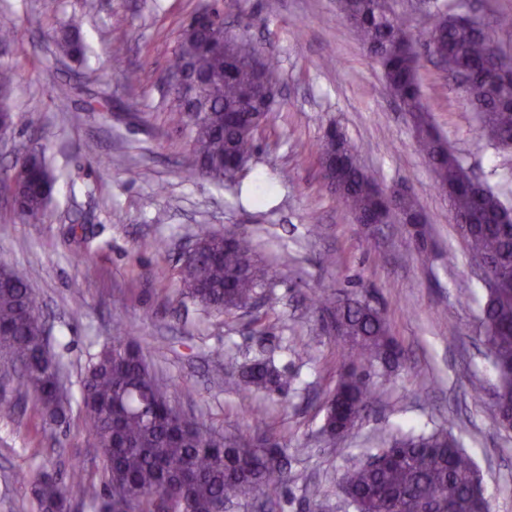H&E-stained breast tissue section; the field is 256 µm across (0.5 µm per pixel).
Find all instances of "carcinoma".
<instances>
[{"label":"carcinoma","instance_id":"obj_1","mask_svg":"<svg viewBox=\"0 0 512 512\" xmlns=\"http://www.w3.org/2000/svg\"><path fill=\"white\" fill-rule=\"evenodd\" d=\"M339 17L349 23L362 47L381 65L390 93L412 116L419 130L417 151L427 160L440 190L448 195L449 212L471 260L483 258L490 273L509 281L486 291L477 321L479 339L496 376L491 399L497 419L512 412V209L500 193L470 178L466 167L432 125L418 80L421 55L437 60L451 77L468 79L484 135L499 149H512V82L496 79L498 63L512 66V55L495 44L482 24L441 11L428 3L432 21L415 33L394 11L392 0H338ZM81 20L56 40L61 57L84 54ZM205 35L183 29L172 66L200 55ZM210 80L205 104L212 116L190 126L191 163L187 180L208 177L236 183L227 168L234 158L251 156L256 136L224 123V113L240 112L265 92L280 86L279 61L264 53L244 33L224 38V52L204 57ZM336 153L334 194L353 216L368 217L382 209L373 179L358 162L346 135L323 134L318 164ZM27 173L13 198L24 217L39 219L47 209L56 177L43 154L18 158ZM400 215L412 228L414 245L422 246L425 230L411 199L400 203ZM246 237L204 233L177 277L186 294L216 312L247 306L258 290L277 276L254 259ZM336 336L349 345L348 363L326 400L322 432L332 438L348 434L372 407L371 373H388L400 365L401 350L383 310L368 297L353 296L330 309ZM38 303L26 273L0 260V350L21 371V382L40 406L43 422L65 415L61 372L41 342ZM239 382L248 390L283 392L288 375L269 361L245 367ZM84 423L100 450L103 488L88 481L84 468L70 470L66 483L44 473L33 480L38 512H68L71 504L96 512H220L256 493L269 494L290 480L287 449L265 438H226L204 422L178 415L171 396L135 337L123 331L112 337L88 366L81 383ZM360 460L342 476L338 490L354 512H490L480 496L482 478L474 459L445 430L393 439Z\"/></svg>","mask_w":512,"mask_h":512}]
</instances>
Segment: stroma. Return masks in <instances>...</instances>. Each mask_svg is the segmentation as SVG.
<instances>
[{
    "label": "stroma",
    "mask_w": 512,
    "mask_h": 512,
    "mask_svg": "<svg viewBox=\"0 0 512 512\" xmlns=\"http://www.w3.org/2000/svg\"><path fill=\"white\" fill-rule=\"evenodd\" d=\"M209 0H0L15 38L0 43V68L13 69L0 102L13 116L0 131V259L24 269L50 327V351L66 367L78 399L90 360L116 327L132 330L172 386L176 404L227 436H263L288 448L291 479L266 504L258 494L234 512H310L306 487L322 488V512H354L338 491L366 451L409 430L444 427L473 457L491 512H512V431L494 418V376L475 325L485 290L449 218L448 198L416 150L410 116L382 72L338 17L336 0H224V26L248 32L280 61L281 89L270 127L236 186L186 180L190 133L159 83L182 28ZM81 18L83 60L59 58L57 37ZM129 70L140 83L124 79ZM421 90L431 119L464 165L512 204V151L491 146L472 96L421 58ZM70 84L69 98L57 86ZM336 125L383 188L405 187L428 224L421 254L399 219L366 226L323 183L314 154ZM44 152L57 184L42 220L22 218L10 190L24 150ZM84 225L88 244L69 234ZM247 235L260 262L278 270L262 305L217 314L187 297L175 275L202 232ZM169 270L159 279V269ZM344 300L370 292L402 350L399 368L374 375L373 409L350 434L321 435L325 401L347 345L313 294ZM81 309H74V298ZM222 351L223 364L211 355ZM258 358L290 380L287 397L244 392L236 381ZM17 404L0 418V512H37L18 473L66 479L84 465L100 479V459L79 412L44 425L18 371L0 357V398Z\"/></svg>",
    "instance_id": "obj_1"
}]
</instances>
